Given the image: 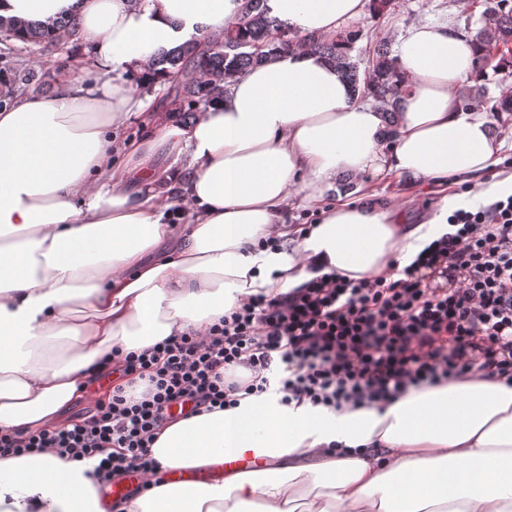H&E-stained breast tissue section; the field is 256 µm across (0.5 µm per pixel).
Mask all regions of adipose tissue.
Returning <instances> with one entry per match:
<instances>
[{
    "mask_svg": "<svg viewBox=\"0 0 512 512\" xmlns=\"http://www.w3.org/2000/svg\"><path fill=\"white\" fill-rule=\"evenodd\" d=\"M367 0H268L304 33L333 35ZM238 0H0V16L51 23L79 10L100 83L0 108V431L63 426L64 412L116 354L191 330L206 335L241 299L302 287L313 268L354 279L407 265L448 233V208L408 224L393 205L344 200L310 229L285 224L306 177L316 202L342 175L396 174L447 187L501 161L491 113L463 111L455 88L482 50L444 24L412 26L396 47L406 79L392 142L384 119L324 58L298 50L234 78L182 127L161 119L149 146L177 162L117 168L113 127L144 107L132 87L150 55L222 35ZM180 190L179 212L156 205ZM185 224L178 244L154 258ZM276 237L277 251L258 248ZM342 444L339 453L331 443ZM271 465L221 480L162 483L101 500L86 463L52 452L0 457V512H512V389L485 370L397 401L332 412L263 397L169 424L161 469L198 470L225 450Z\"/></svg>",
    "mask_w": 512,
    "mask_h": 512,
    "instance_id": "ef3b65f1",
    "label": "adipose tissue"
}]
</instances>
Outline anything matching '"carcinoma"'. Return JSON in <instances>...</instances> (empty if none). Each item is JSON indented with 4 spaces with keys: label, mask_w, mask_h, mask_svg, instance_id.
<instances>
[{
    "label": "carcinoma",
    "mask_w": 512,
    "mask_h": 512,
    "mask_svg": "<svg viewBox=\"0 0 512 512\" xmlns=\"http://www.w3.org/2000/svg\"><path fill=\"white\" fill-rule=\"evenodd\" d=\"M509 0H484L480 27L474 39L493 49L499 61L496 68L512 69V7ZM78 14L64 17L51 26L35 21L6 19L0 16V37L18 40L40 47L77 48ZM362 37L359 29L340 32L334 36L300 34L299 31L270 15L267 0H242L237 16L224 27L217 39L193 36L169 49H159L149 60V73L174 77L168 85L170 105L168 118L184 123L190 113L227 92L229 80L251 68L269 62L280 53L303 48L328 60L354 92L370 97L383 112L387 127L384 137L391 138L397 113L400 112L397 59L386 42L374 49L368 69L360 70V60L342 45H354ZM8 84H0V103L12 99L20 88L32 85L37 77L33 68L19 63L5 64L0 76Z\"/></svg>",
    "instance_id": "obj_1"
}]
</instances>
